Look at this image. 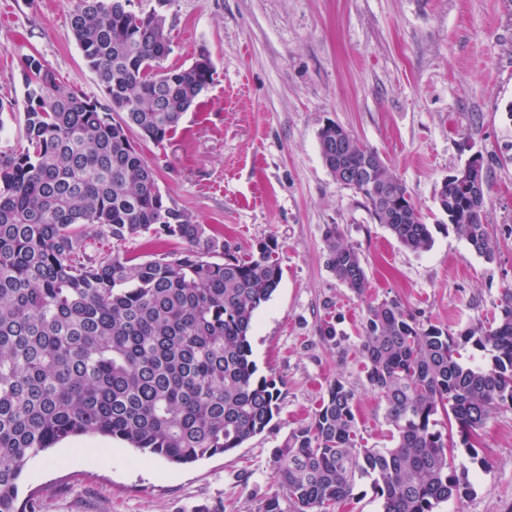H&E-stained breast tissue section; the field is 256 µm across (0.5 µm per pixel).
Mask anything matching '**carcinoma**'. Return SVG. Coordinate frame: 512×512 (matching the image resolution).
Segmentation results:
<instances>
[{
    "label": "carcinoma",
    "instance_id": "cac0c4a2",
    "mask_svg": "<svg viewBox=\"0 0 512 512\" xmlns=\"http://www.w3.org/2000/svg\"><path fill=\"white\" fill-rule=\"evenodd\" d=\"M130 0H76L70 31L106 101L66 91L42 61H22L27 146L0 158V512H26L19 484L28 462L78 436L117 439L171 464L233 451L279 411L275 379L257 374L255 311L282 279L277 245L245 257L204 224L167 205L154 166L130 132L161 144L210 84L202 55L168 68L165 16L127 11ZM318 147L331 176L348 168L371 215L413 251L433 235L406 186L380 155L352 138L336 156V126ZM478 193L455 180L437 197L456 233L493 257ZM182 248L150 259L112 250L137 237ZM327 267L358 296L367 288L360 253L337 224L323 230ZM489 355L463 361L466 346ZM367 387L384 401L393 446L361 444L355 392L331 379L305 425L272 449L283 495L258 512H333L357 481H371L381 512H435L472 491L470 466L486 467L472 435L512 407V288L495 323L454 335L423 328L396 299L367 304L358 348ZM453 418L468 463L452 465L435 416Z\"/></svg>",
    "mask_w": 512,
    "mask_h": 512
}]
</instances>
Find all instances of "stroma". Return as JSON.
I'll return each instance as SVG.
<instances>
[{"label":"stroma","instance_id":"obj_1","mask_svg":"<svg viewBox=\"0 0 512 512\" xmlns=\"http://www.w3.org/2000/svg\"><path fill=\"white\" fill-rule=\"evenodd\" d=\"M0 24V154L26 144L24 57L94 99L104 90L70 32L76 0H7ZM169 67L208 57L212 81L163 144H135L169 206L189 213L238 255L278 245L282 279L251 332L260 374L281 390L280 412L241 448L187 465L103 437L61 443L34 459L19 487L34 512H258L279 493L270 453L311 420L327 381L357 395L370 448L392 447L384 402L365 386L358 352L366 306L396 299L420 324L452 333L489 326L512 288V0H169ZM337 123L402 180L433 244L403 247L363 198L325 167L318 132ZM481 151L489 166L485 258L440 211L441 182ZM336 224L368 278L364 296L326 264ZM338 324L342 344L319 326ZM488 466L469 498L437 512H512V407L473 437Z\"/></svg>","mask_w":512,"mask_h":512}]
</instances>
